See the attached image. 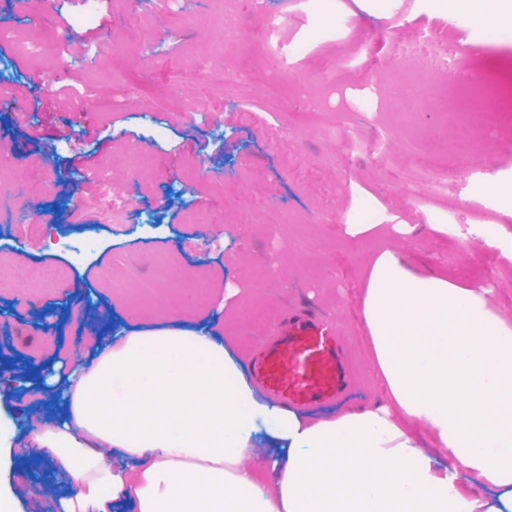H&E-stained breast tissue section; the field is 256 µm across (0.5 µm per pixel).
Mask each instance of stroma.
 Segmentation results:
<instances>
[{
	"label": "stroma",
	"instance_id": "1",
	"mask_svg": "<svg viewBox=\"0 0 512 512\" xmlns=\"http://www.w3.org/2000/svg\"><path fill=\"white\" fill-rule=\"evenodd\" d=\"M470 26L415 0L389 17L355 0H0V91L19 96L0 107V131L21 142L0 167V258L21 249L60 272L35 284L20 271L0 291V360L42 370L92 353L93 332L71 312L86 297L127 330L222 322L245 359L284 310L312 309L334 318L354 355L356 384L333 413L368 405L381 392L361 299L367 263L384 248L421 274L492 289L512 320L501 250L512 209L488 190L512 187V30L430 71L409 54L440 53L432 32L461 44ZM50 71L60 80L32 90L31 77ZM87 88L94 96L73 109V92ZM132 150L147 159L133 178L121 164ZM88 166L126 199L90 239L74 203L89 217L112 199L83 179ZM19 170L29 182L20 204ZM190 212L207 223H188ZM24 213L81 241L80 252L18 231ZM380 213L412 233L347 235ZM147 278L172 291L203 280L209 300L130 316ZM228 288L238 296L225 298ZM38 322L55 346L33 332ZM43 455L20 435L0 450V488L16 512H58L57 493L24 469Z\"/></svg>",
	"mask_w": 512,
	"mask_h": 512
}]
</instances>
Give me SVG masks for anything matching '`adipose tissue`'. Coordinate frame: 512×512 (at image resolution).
Returning a JSON list of instances; mask_svg holds the SVG:
<instances>
[{"label": "adipose tissue", "instance_id": "adipose-tissue-1", "mask_svg": "<svg viewBox=\"0 0 512 512\" xmlns=\"http://www.w3.org/2000/svg\"><path fill=\"white\" fill-rule=\"evenodd\" d=\"M480 26L512 0H434ZM384 400L319 417L262 395L208 327L120 332L60 363L28 431L61 512H512V323L487 288L390 249L362 302Z\"/></svg>", "mask_w": 512, "mask_h": 512}]
</instances>
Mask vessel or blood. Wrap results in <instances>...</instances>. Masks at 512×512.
Returning <instances> with one entry per match:
<instances>
[{
    "instance_id": "vessel-or-blood-1",
    "label": "vessel or blood",
    "mask_w": 512,
    "mask_h": 512,
    "mask_svg": "<svg viewBox=\"0 0 512 512\" xmlns=\"http://www.w3.org/2000/svg\"><path fill=\"white\" fill-rule=\"evenodd\" d=\"M270 334L251 369L258 384L279 401L294 407L324 405L351 383L348 353L334 320L289 310Z\"/></svg>"
}]
</instances>
